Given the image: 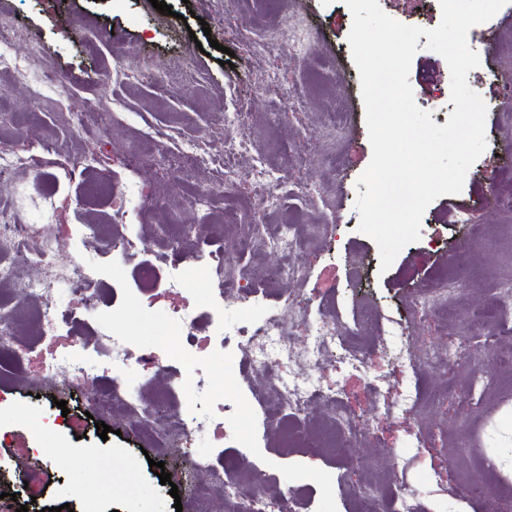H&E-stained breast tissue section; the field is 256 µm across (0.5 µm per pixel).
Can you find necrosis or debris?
I'll use <instances>...</instances> for the list:
<instances>
[{"label": "necrosis or debris", "mask_w": 512, "mask_h": 512, "mask_svg": "<svg viewBox=\"0 0 512 512\" xmlns=\"http://www.w3.org/2000/svg\"><path fill=\"white\" fill-rule=\"evenodd\" d=\"M227 258L224 252L215 251L200 257L183 255L179 245H171L165 270L146 265L139 274L145 286L165 281L169 287L182 289L198 271H205L214 282L213 307L207 321L209 335L224 333V307L241 303L255 291L247 287L243 275L226 274ZM0 282L9 283L11 295L8 301L0 302V312L5 309H22L34 301L43 302L41 321L44 334L48 337L61 336L67 322L66 315L56 313L48 304L49 294L57 285H65L70 293L79 297L86 309L98 310V274L81 262L67 265L58 264L53 241L43 239L34 225L24 223L17 213L0 210ZM306 328L313 345L304 349L300 365L315 369L322 367L333 349L344 352L345 361L355 370H364L373 354L367 350L352 347L341 321L312 319L306 308L288 305L266 319L258 322L239 341L232 358L238 367L261 368L271 382L279 405L288 409L293 416L307 412L311 393L297 383H290L281 377L278 364L290 360L295 346L298 328ZM277 349L276 360H269L265 354L267 345ZM130 357L121 344H114L112 353L101 359L96 370H89L87 354L78 344L68 349L54 351L40 360L39 374L43 385L55 388L60 370H68L73 388L80 392L86 403L97 411H107L113 400L128 399L129 394L118 374L126 369ZM195 379L188 391L190 412L154 409L151 414L136 421L137 435L170 446L173 439L191 432H201L210 427H219L224 420V403L209 398V387L202 377L201 365H194ZM236 469H229L223 477L224 496L228 512L236 506L246 505L250 512H291L293 503L289 498L270 502L267 497L265 474L252 476L253 488L249 495L239 496L235 481Z\"/></svg>", "instance_id": "necrosis-or-debris-1"}]
</instances>
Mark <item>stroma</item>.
I'll list each match as a JSON object with an SVG mask.
<instances>
[{"label":"stroma","instance_id":"35a3bbf8","mask_svg":"<svg viewBox=\"0 0 512 512\" xmlns=\"http://www.w3.org/2000/svg\"><path fill=\"white\" fill-rule=\"evenodd\" d=\"M171 15L150 0H0V28L15 38L0 47L13 61L0 66V141L19 140V152L47 154L49 182L19 170L0 185V204L22 208L26 223L48 230L59 245L58 260L90 263L101 271L104 307H117L114 325L131 355L153 350L159 326L174 310L211 308V289L198 275L190 289L163 286L144 290L134 264L107 256L101 242L114 228L139 239L136 262L162 265L167 244L181 236L188 254L229 250L231 266L246 271L259 293L240 315L225 312L226 328L240 318L259 321L287 299L300 300L313 318L339 317L353 340H383L367 375L342 360L319 369L284 363L282 376L309 389L334 390L343 411L368 424L364 441L346 456L318 445L333 423V410L313 403L290 420L278 409L261 370H238L228 351L209 337L196 338L197 355L212 376L216 397L230 409L219 430L181 438L160 448L134 437L137 412L114 402L107 413H89L81 396L60 377L57 390L38 380L42 354L64 347L61 339L36 340L21 328L18 343L37 342L21 366L0 371V493L37 512L70 505L72 512H195L193 489L200 488L212 512H225L224 489L208 472H175L174 459H209L215 468L242 461L271 478L273 495L295 492L301 512H358L357 487L383 484L390 470L407 479L421 512H488L487 493L461 489L476 464L488 466L495 489L512 487V314L492 320L501 284L512 282V249L489 248L512 210L497 198L512 196V102L504 91L512 67V0L488 22L468 32L479 67L467 81L487 106V148L470 167L461 193L436 198L427 207L420 238L404 247L387 271H380L377 244L357 229V181L372 157L361 98L359 71L347 41L352 23L342 0H166ZM390 17L423 28L441 20L439 0H379ZM293 12L315 35L312 48L298 54L278 41L272 24ZM272 41L265 56L252 54L237 31ZM122 33L114 44L113 33ZM218 48L202 54L204 38ZM419 37L409 80L417 105L437 125L448 121L450 71L444 58ZM235 58L223 65V48ZM36 59L51 81L19 80L15 65ZM247 104L253 119L225 125L224 115ZM343 119L336 142L322 137L325 126ZM175 129L172 154L194 146L188 165L170 156L149 160L151 139ZM248 143L243 169L262 165L280 183L274 224L294 225L301 244L284 255L255 241L246 252L234 243L248 232L254 192L241 183L236 194L190 208L192 191L217 178L211 157L225 140ZM87 169H73L74 158ZM467 223H458L459 213ZM95 224L100 239H86L82 225ZM300 266L303 285L267 278L282 262ZM464 268L477 284L459 285L447 306L423 314L417 301L434 281ZM60 310L81 323L76 341L99 354L105 339L95 315L62 289ZM478 337L484 352L462 349ZM458 346L448 357L449 346ZM406 347L427 362L419 370L398 364ZM172 356L157 354L150 369L130 363L123 377L138 405L152 403L175 380L167 373ZM469 401H461L462 391ZM66 401L59 409L58 401ZM111 426L108 438L98 423ZM294 426L306 446L286 444ZM172 473L163 485L153 462Z\"/></svg>","mask_w":512,"mask_h":512}]
</instances>
